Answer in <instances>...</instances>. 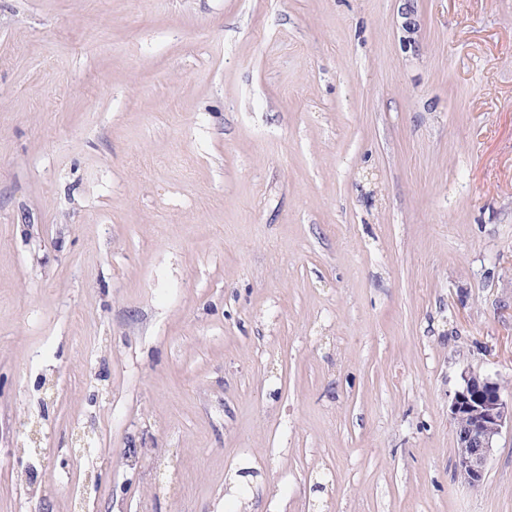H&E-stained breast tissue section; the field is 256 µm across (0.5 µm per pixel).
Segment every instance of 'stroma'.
Here are the masks:
<instances>
[{
  "instance_id": "stroma-1",
  "label": "stroma",
  "mask_w": 512,
  "mask_h": 512,
  "mask_svg": "<svg viewBox=\"0 0 512 512\" xmlns=\"http://www.w3.org/2000/svg\"><path fill=\"white\" fill-rule=\"evenodd\" d=\"M0 0V512H512V0ZM400 5L397 10L398 27L402 33V42L406 50L416 52L417 41L416 34L418 32L419 21L417 17V9L415 0H397ZM449 404V418L457 425L455 476L479 487L503 429L512 431V399L489 375L465 371Z\"/></svg>"
}]
</instances>
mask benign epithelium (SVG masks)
<instances>
[{
  "label": "benign epithelium",
  "instance_id": "1",
  "mask_svg": "<svg viewBox=\"0 0 512 512\" xmlns=\"http://www.w3.org/2000/svg\"><path fill=\"white\" fill-rule=\"evenodd\" d=\"M398 27L407 50H416L419 21L416 0H397ZM449 418L457 425L455 476L472 487L482 484L496 443L506 427L512 428V399L489 375L466 371L449 404Z\"/></svg>",
  "mask_w": 512,
  "mask_h": 512
}]
</instances>
